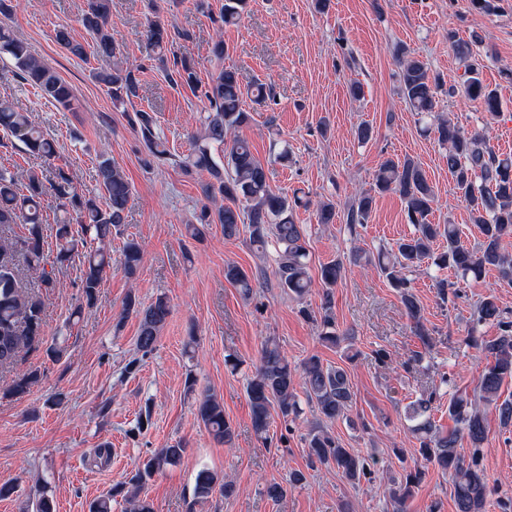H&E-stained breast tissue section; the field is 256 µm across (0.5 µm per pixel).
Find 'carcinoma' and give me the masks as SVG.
<instances>
[{
    "instance_id": "obj_1",
    "label": "carcinoma",
    "mask_w": 512,
    "mask_h": 512,
    "mask_svg": "<svg viewBox=\"0 0 512 512\" xmlns=\"http://www.w3.org/2000/svg\"><path fill=\"white\" fill-rule=\"evenodd\" d=\"M248 0H224L219 15L221 23L234 25L246 11ZM112 0H86L82 16L92 41L75 40L68 27L55 32V41L71 55L86 59L116 57L112 34L108 31ZM147 38L159 54L171 50L175 36L165 26L152 22L147 27ZM448 42L464 67L461 93L480 104L484 125L466 132L450 118L439 116L433 124L437 140L443 145L451 176L460 198L478 224L482 242L476 249L460 243L457 225L436 224L431 216L436 205L433 185L421 165L411 158L384 160L374 177L373 192L359 194L352 201L346 216L351 232L368 222L373 211L375 194L394 193L404 202L410 235L399 239L390 248L376 253L353 249L344 259L327 262L320 267L324 288L319 322V339L338 346L346 336L336 328L332 314L333 288L342 280L345 265L375 264L400 294L406 315L414 322L415 335L426 349L432 347L430 330L421 320V307L412 289L408 274L426 263L439 270L448 269L462 279L477 278L488 268H495L501 277L512 283V253L503 251L502 243L512 238V155H504L491 142L489 124L498 117L501 102L497 93L484 85L479 76L480 60L477 47L482 37L476 33L464 40L453 32ZM0 54L6 55L15 68V75L24 83L35 87L41 95L57 107L73 109V88L54 70L38 60L30 47L16 38L12 31L0 24ZM398 67L399 92L409 108L424 116L436 112L441 85L430 73L425 62L402 45L395 50ZM170 82L191 91L199 88L196 67L186 59L176 60L173 68L166 69ZM96 80L112 93L120 104H132L140 97V83L131 67L115 62L112 68L95 73ZM244 89L238 73L232 68H221L211 77L204 97L209 113L203 131L194 136V146L182 161L185 171H206L213 181L204 188L207 197L224 201L215 213L202 210L199 223H218L224 228V238L249 233V243L263 248L269 240L278 246L275 276L282 290L301 301L311 288L307 230L293 218L294 207L302 204L300 198L292 200L271 186L269 165L252 151L249 143L235 137L226 142L228 133L249 119L242 109ZM130 125L140 136L145 149L144 165L151 167L167 159L168 151L157 132L156 118L150 112L137 109L129 118ZM0 131L17 140L25 153L49 160L56 153L55 141L36 127L25 112H18L6 99H0ZM224 146L226 167L222 168L212 157L211 146ZM52 184L59 208L64 216L57 219L54 237L57 246L55 263L63 264L78 259L82 264L81 294L88 307L94 305L98 288L112 269V254L103 243L110 241L112 230L124 223L126 211L133 196V188L123 171L108 159L97 168V181L101 198L84 197L71 190L70 179L63 171L55 175ZM45 186L32 174L24 185L6 168L0 169V367L14 364L21 351L43 342L42 314L45 297L57 286L55 270H46L44 253L43 214L41 199ZM80 226L82 238H75L73 224ZM23 224L27 234L12 236L13 226ZM101 243V247L82 251L85 236ZM120 261L123 273L133 278L142 262V248L131 239L124 243ZM41 270L35 283L25 284L21 278V265ZM225 278L241 289L246 296L252 292V278L241 268L231 265L225 269ZM123 313L139 317L140 330L137 350L147 354L155 348L157 335L170 314L167 301L159 297L144 306L135 297L128 296ZM497 328L498 336L487 339L481 327ZM468 342L493 358L479 372L478 399L456 395L450 401L448 414L456 428L440 433L431 413L436 392L410 403L406 418L411 430L421 439V453L429 462L449 473L452 479L456 512H483L487 498V479L479 464L480 448L487 439L485 413L497 412L501 423L512 424V401H499L504 381L512 379V313L502 309L496 297L484 298L473 313ZM35 370L16 376L9 394L20 396L38 381ZM302 384L306 402L322 419L330 422L343 417L353 402L354 392L344 368L332 366L312 355L298 372L284 355L280 345L267 340L261 349L260 365L247 384L252 425L256 432L268 431L273 416L283 421H294L302 413L296 393ZM197 418L215 440L230 444L234 439L232 423L224 415V406L217 398L204 393L196 400ZM466 437L471 443V455L466 458L458 451V441ZM186 448L172 445L152 455L129 480L125 495L126 512H154L152 501L142 494V485L163 468L177 464ZM310 466L334 465L349 481L355 482L370 473L369 459L343 447L332 434L313 429L308 433ZM424 471L411 470L404 475L405 483L388 489L393 512H403L412 488L418 485ZM218 477L207 469L198 472L193 489L194 498L202 502L209 498ZM122 489L115 487L90 505V512H112V499ZM31 512H54V501L46 492L36 491L29 498Z\"/></svg>"
}]
</instances>
